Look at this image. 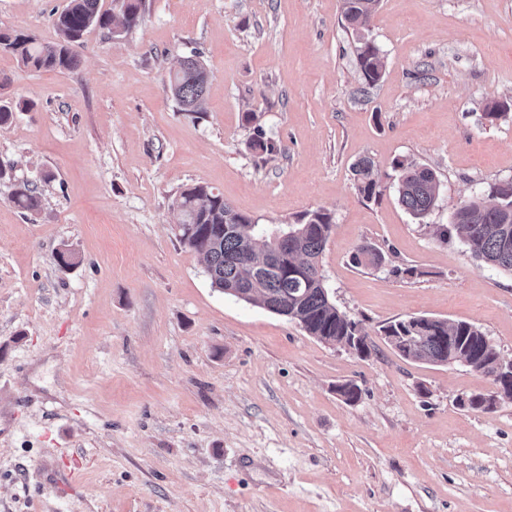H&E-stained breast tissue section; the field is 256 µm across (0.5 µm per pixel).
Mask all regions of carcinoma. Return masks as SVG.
<instances>
[{
	"label": "carcinoma",
	"instance_id": "carcinoma-1",
	"mask_svg": "<svg viewBox=\"0 0 512 512\" xmlns=\"http://www.w3.org/2000/svg\"><path fill=\"white\" fill-rule=\"evenodd\" d=\"M112 10H102L99 0H68L54 18L57 39L41 43L31 36L0 33V51L12 53L36 70L72 71L80 64L73 46L91 28L122 35L138 27L146 11L145 0H113ZM379 0H343L347 27L359 33L357 65L365 83L374 86L384 73V59L373 40L360 34L376 11ZM207 74L197 56L180 60L169 75L171 93L181 111L204 112ZM255 151L273 153L256 126L249 142ZM374 161L365 156L352 165L357 191L368 201L382 196L373 177ZM398 203L416 219L425 218L436 206L438 179L425 165L397 159ZM15 204L35 211L41 200L27 184L14 193ZM178 212L180 241L202 255L213 287L246 303L295 320L322 342H340L362 332L359 323L340 311L329 299L325 285L314 278L329 239L332 215L318 209L305 213L280 235L257 228L251 219L224 201V196L203 184L189 186L173 202ZM440 241L456 239L469 246L481 263L512 274V182L489 188L481 198L461 203L448 225H437ZM370 244L358 247L353 262L374 266L383 253ZM382 335L396 338L400 355L414 361L445 364L453 359L486 376L494 373L500 358L481 329L470 322L415 316L381 327Z\"/></svg>",
	"mask_w": 512,
	"mask_h": 512
}]
</instances>
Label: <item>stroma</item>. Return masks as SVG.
<instances>
[{
  "label": "stroma",
  "instance_id": "35a3bbf8",
  "mask_svg": "<svg viewBox=\"0 0 512 512\" xmlns=\"http://www.w3.org/2000/svg\"><path fill=\"white\" fill-rule=\"evenodd\" d=\"M66 4L0 0V31L55 41ZM146 5L130 33L90 29L71 72L0 52V512H512V401L461 407L487 377L379 332L467 321L512 359V274L433 234L512 180V0H380L365 34L386 68L364 101L342 0ZM193 51L199 116L169 90ZM257 125L276 153L250 148ZM363 156L376 202L353 183ZM398 158L437 173L424 219L397 201ZM25 182L38 210L12 201ZM198 183L270 232L331 213L321 270L371 356L213 288L176 237L172 202ZM366 242L384 268L352 263ZM374 161L370 157H361L352 165V175L357 191L368 201L379 200L382 187L373 177Z\"/></svg>",
  "mask_w": 512,
  "mask_h": 512
}]
</instances>
